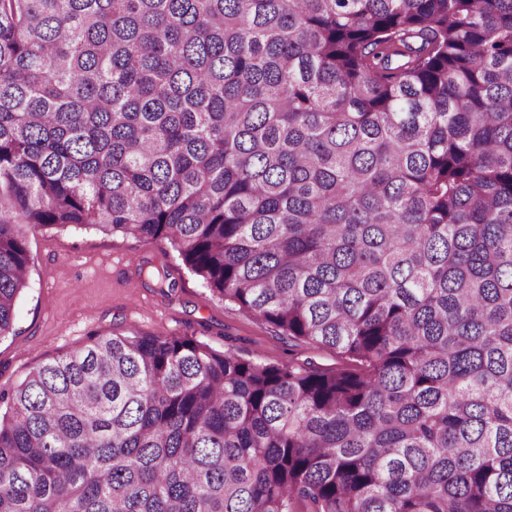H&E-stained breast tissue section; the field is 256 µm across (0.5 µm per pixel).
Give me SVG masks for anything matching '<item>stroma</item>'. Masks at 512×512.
<instances>
[{
	"instance_id": "35a3bbf8",
	"label": "stroma",
	"mask_w": 512,
	"mask_h": 512,
	"mask_svg": "<svg viewBox=\"0 0 512 512\" xmlns=\"http://www.w3.org/2000/svg\"><path fill=\"white\" fill-rule=\"evenodd\" d=\"M33 258L12 334L0 338V391L39 362L84 347L90 336H191L215 350L235 349L266 363L312 358L332 366L328 348L280 335L225 303L166 242L104 233L96 227H47L30 236ZM167 274L158 287L148 271Z\"/></svg>"
}]
</instances>
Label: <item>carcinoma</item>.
<instances>
[{"instance_id":"1","label":"carcinoma","mask_w":512,"mask_h":512,"mask_svg":"<svg viewBox=\"0 0 512 512\" xmlns=\"http://www.w3.org/2000/svg\"><path fill=\"white\" fill-rule=\"evenodd\" d=\"M83 224L336 367L93 336L0 512H512V0H0V338Z\"/></svg>"}]
</instances>
